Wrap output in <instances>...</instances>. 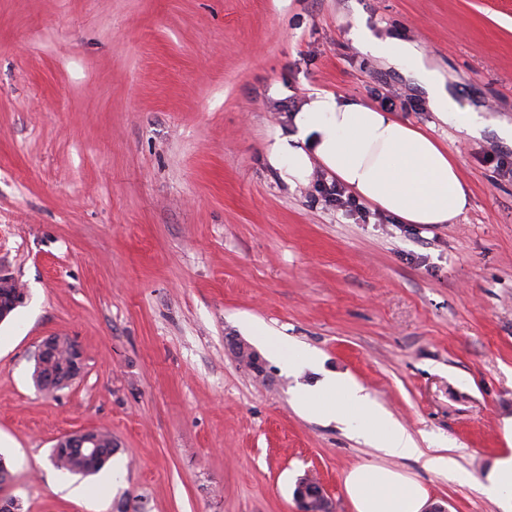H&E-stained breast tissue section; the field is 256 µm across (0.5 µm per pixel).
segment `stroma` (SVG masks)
I'll list each match as a JSON object with an SVG mask.
<instances>
[{
    "mask_svg": "<svg viewBox=\"0 0 512 512\" xmlns=\"http://www.w3.org/2000/svg\"><path fill=\"white\" fill-rule=\"evenodd\" d=\"M418 43L478 138L442 124L414 78L356 47ZM397 114L447 145L470 206L451 224L363 223L265 159L308 94ZM512 0H0V274L25 301L0 323V497L20 512H296L312 471L352 512L358 465L400 471L448 512H497L467 483L299 410L314 384L229 345L254 320L315 350L414 436L482 476L512 447ZM71 337L78 380L38 391L40 342ZM106 429L110 468L56 469L61 435Z\"/></svg>",
    "mask_w": 512,
    "mask_h": 512,
    "instance_id": "1",
    "label": "stroma"
}]
</instances>
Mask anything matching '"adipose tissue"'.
I'll return each instance as SVG.
<instances>
[{
	"label": "adipose tissue",
	"mask_w": 512,
	"mask_h": 512,
	"mask_svg": "<svg viewBox=\"0 0 512 512\" xmlns=\"http://www.w3.org/2000/svg\"><path fill=\"white\" fill-rule=\"evenodd\" d=\"M350 36L363 53L417 78L441 123L480 137L484 118L458 104L416 44L376 37L359 22ZM291 122L292 133L275 137L266 149L268 164L288 186L308 183L319 167L404 224H450L469 206L467 187L447 148L393 113L315 91ZM296 399L301 411L351 427L387 455L421 461L445 480L465 478L453 457L441 449L425 453L401 422L346 376L324 374L315 385L299 386ZM472 484L498 512H512V448ZM345 489L353 512H424L428 501L420 484L380 466L352 468Z\"/></svg>",
	"instance_id": "adipose-tissue-1"
}]
</instances>
